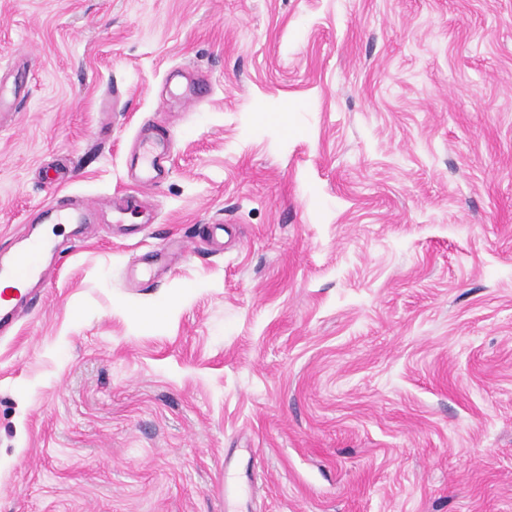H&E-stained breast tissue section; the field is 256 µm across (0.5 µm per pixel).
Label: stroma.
<instances>
[{
	"mask_svg": "<svg viewBox=\"0 0 512 512\" xmlns=\"http://www.w3.org/2000/svg\"><path fill=\"white\" fill-rule=\"evenodd\" d=\"M84 200L0 512H512V0H0V259ZM167 156L161 144L144 134L136 159V180L145 187L157 183L165 171Z\"/></svg>",
	"mask_w": 512,
	"mask_h": 512,
	"instance_id": "stroma-1",
	"label": "stroma"
}]
</instances>
